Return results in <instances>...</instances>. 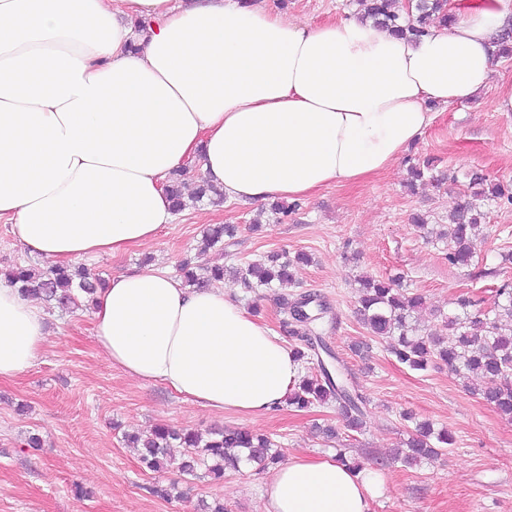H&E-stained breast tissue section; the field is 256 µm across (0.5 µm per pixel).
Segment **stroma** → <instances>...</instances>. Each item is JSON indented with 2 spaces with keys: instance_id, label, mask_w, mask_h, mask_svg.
Here are the masks:
<instances>
[{
  "instance_id": "stroma-1",
  "label": "stroma",
  "mask_w": 512,
  "mask_h": 512,
  "mask_svg": "<svg viewBox=\"0 0 512 512\" xmlns=\"http://www.w3.org/2000/svg\"><path fill=\"white\" fill-rule=\"evenodd\" d=\"M271 11L312 23L358 15L357 0H265ZM512 84V58L501 59L488 88L464 105L434 111L421 140L401 161L365 184L329 185L300 200L278 219L269 205L187 200L175 223L145 245L118 255L85 259L103 278L142 267L176 273L221 263L240 268L273 253L305 252L311 263L297 267L295 286L233 289L243 307L259 306L261 319L285 336L282 296L314 292L326 302L322 333L350 383L364 396L362 434H343L336 404L298 410L283 406L261 417L205 408L171 388L145 384L113 366L93 334V313L85 309L47 313L49 336L36 364L25 374L0 381V512H200L203 501L221 500L231 512H264L260 488L265 472L226 474L214 481L205 469L183 477L176 468H144L124 434H146L156 425L206 433L242 427L272 436L281 460L296 454L335 456L345 449L361 466L381 471L387 494L372 512H512V419L499 415L469 392L446 365L413 371L396 362L383 340L358 322V276L402 275L409 291L424 295L420 328L429 332L441 314L458 313L462 298L492 305V290L512 282V204L485 201L486 220L466 267L449 266L443 244L427 242L412 223L420 214L429 226L447 223L468 194L472 173L512 183V112L495 111L503 86ZM430 162L438 181L410 191L411 164ZM211 224H232L234 238L202 256L198 245ZM447 429L455 443L441 455L407 466L395 451L408 435L404 413ZM339 428L337 439L315 428ZM42 436V448L27 447L28 434ZM177 484L182 496L166 500L156 490ZM83 495H76V488Z\"/></svg>"
}]
</instances>
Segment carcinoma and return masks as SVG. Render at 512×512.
Wrapping results in <instances>:
<instances>
[{"label": "carcinoma", "mask_w": 512, "mask_h": 512, "mask_svg": "<svg viewBox=\"0 0 512 512\" xmlns=\"http://www.w3.org/2000/svg\"><path fill=\"white\" fill-rule=\"evenodd\" d=\"M363 14L399 35L406 33L419 37L430 25L448 21V0H416L415 15L408 25H400L396 11L397 0H360ZM469 199L449 216V222L435 233V240L445 243L448 264L467 266L475 257L474 239L479 234L484 212L482 202L505 199L512 202V191L504 184L492 183L486 177L473 174L469 182ZM235 228L212 224L204 232L203 250H221L224 238L233 237ZM310 258L299 253L294 258L280 260L270 256L269 262L250 263L236 275L248 288L270 287L274 284L294 283L292 269ZM6 282L26 296L41 298L49 304L66 309L78 306V296L94 297L101 279L85 267L47 265L40 269L15 265L3 273ZM358 307L356 316L374 336L388 341L389 353L396 361L415 371H425L432 363L442 362L459 375L464 383L476 376L481 384L473 392L500 415L512 418V285L504 283L494 289L493 306L481 308L478 302L462 300L463 314L441 316L439 330L419 333L415 314L425 306V298L403 289L394 278L376 279L363 275L357 279ZM472 306L474 311L466 308ZM288 318L289 332L298 344L293 348L296 358L307 364H317L318 370L302 378L288 398V405L307 409L315 404L334 402L338 405L346 427L359 431L363 427L365 398L355 392L336 365L326 366L315 348H320L335 360L337 356L312 334L310 324L324 313L320 295L304 292L283 302ZM453 337L447 343L442 332ZM453 437L446 430L434 431L427 422L415 424L397 452L405 463L412 465L437 456L452 445ZM126 447L136 451L139 461L152 471H161L171 462V448H182L180 469L187 476H197L200 466L219 479L224 472L238 470L241 455L257 470H265L277 463L276 444L265 434H255L245 428H226L203 436L198 432L176 429L162 424L147 436H124Z\"/></svg>", "instance_id": "1"}]
</instances>
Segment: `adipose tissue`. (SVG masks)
<instances>
[{
	"mask_svg": "<svg viewBox=\"0 0 512 512\" xmlns=\"http://www.w3.org/2000/svg\"><path fill=\"white\" fill-rule=\"evenodd\" d=\"M512 0H459L414 40L354 17L300 24L263 0H0V219L50 263L117 255L174 218L191 158L231 200H300L397 163L434 107L473 99L498 64ZM113 365L218 412L285 405L301 364L224 288L130 269L98 291ZM46 313L0 285V380L31 369ZM377 471L295 455L265 512H372Z\"/></svg>",
	"mask_w": 512,
	"mask_h": 512,
	"instance_id": "ef3b65f1",
	"label": "adipose tissue"
}]
</instances>
